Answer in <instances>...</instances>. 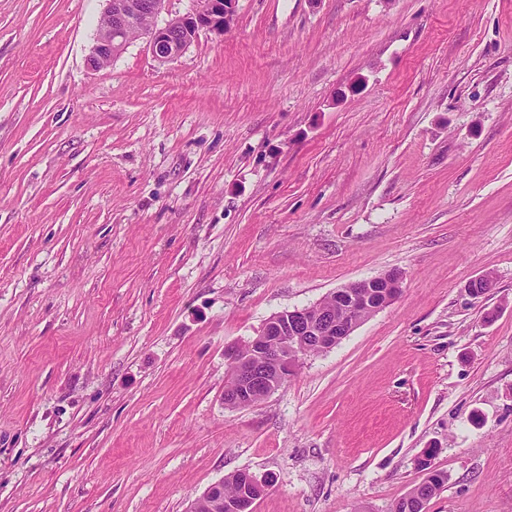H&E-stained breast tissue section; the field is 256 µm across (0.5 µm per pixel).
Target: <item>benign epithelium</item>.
I'll use <instances>...</instances> for the list:
<instances>
[{
	"label": "benign epithelium",
	"instance_id": "obj_1",
	"mask_svg": "<svg viewBox=\"0 0 512 512\" xmlns=\"http://www.w3.org/2000/svg\"><path fill=\"white\" fill-rule=\"evenodd\" d=\"M106 9L101 19L95 42L87 58L93 70L107 67L116 53L128 43L130 31L141 27L138 39L145 41L153 57L168 62L180 57L205 30L222 36L228 32L236 17L237 0H193L192 9L170 18L158 26L156 18L168 0H105ZM402 276L387 272L355 282L357 291L343 296L346 317L338 319L325 307L326 301L341 290L305 307L293 308L270 316L256 336L246 346L225 349L228 363V387L224 390V403L229 407H252L273 393L296 366L288 352L306 351L311 341L324 352L334 348L361 324V314L369 292L376 288H390L384 294L382 307L390 305L401 292ZM380 307V308H382ZM380 308L372 309L377 313ZM203 495L210 497L228 512H237L236 504L224 503V485L209 486Z\"/></svg>",
	"mask_w": 512,
	"mask_h": 512
}]
</instances>
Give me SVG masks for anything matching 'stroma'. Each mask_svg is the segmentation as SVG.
I'll list each match as a JSON object with an SVG mask.
<instances>
[{"label":"stroma","mask_w":512,"mask_h":512,"mask_svg":"<svg viewBox=\"0 0 512 512\" xmlns=\"http://www.w3.org/2000/svg\"><path fill=\"white\" fill-rule=\"evenodd\" d=\"M104 0H0V512H512V0H238L88 68ZM392 304L253 407L226 346ZM492 273L481 299L468 285ZM447 479L444 472L430 470L420 483L391 505L390 512H421V502L431 500L444 487ZM223 483L221 481L209 486L202 493V496L210 497L215 500L224 511V500H239L245 493L237 473L226 476Z\"/></svg>","instance_id":"stroma-1"}]
</instances>
